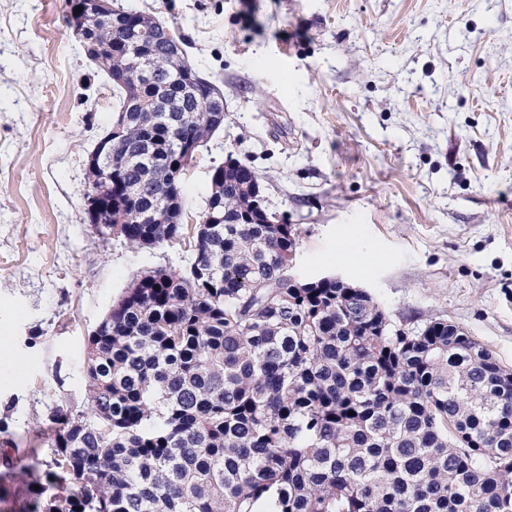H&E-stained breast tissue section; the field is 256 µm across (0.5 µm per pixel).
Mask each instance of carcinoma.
<instances>
[{"mask_svg":"<svg viewBox=\"0 0 512 512\" xmlns=\"http://www.w3.org/2000/svg\"><path fill=\"white\" fill-rule=\"evenodd\" d=\"M81 25L118 106L134 90L143 108L113 149L120 185L86 221L193 258L133 278L89 334L88 408L53 414L45 471L77 490L35 489L29 512H512V371L454 322L407 328L367 289L290 266L296 225L268 214L245 163L214 167L223 223H183L188 165L170 145L224 129L205 111L217 84L143 11ZM183 70L189 88L157 103ZM105 184L87 166L86 192Z\"/></svg>","mask_w":512,"mask_h":512,"instance_id":"obj_1","label":"carcinoma"}]
</instances>
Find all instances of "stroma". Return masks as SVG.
Listing matches in <instances>:
<instances>
[{
    "mask_svg": "<svg viewBox=\"0 0 512 512\" xmlns=\"http://www.w3.org/2000/svg\"><path fill=\"white\" fill-rule=\"evenodd\" d=\"M166 22L224 92L183 177L199 223L232 157L297 225L296 267L367 288L392 319L455 322L512 368V0H114ZM66 0H0V512H26L53 411L86 409L84 349L137 275L85 220L112 85Z\"/></svg>",
    "mask_w": 512,
    "mask_h": 512,
    "instance_id": "35a3bbf8",
    "label": "stroma"
}]
</instances>
